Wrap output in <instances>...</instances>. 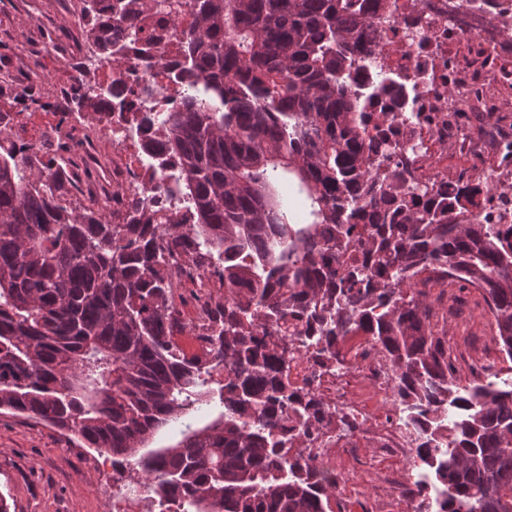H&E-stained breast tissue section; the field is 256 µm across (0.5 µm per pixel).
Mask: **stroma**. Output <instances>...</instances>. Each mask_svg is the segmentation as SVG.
Listing matches in <instances>:
<instances>
[{
  "label": "stroma",
  "mask_w": 512,
  "mask_h": 512,
  "mask_svg": "<svg viewBox=\"0 0 512 512\" xmlns=\"http://www.w3.org/2000/svg\"><path fill=\"white\" fill-rule=\"evenodd\" d=\"M79 15L80 0H0V74L10 75L14 86L0 91V101L23 112L34 95L67 108V98L53 93L72 83L74 48L85 36ZM431 297V321L448 332L457 384L473 382L483 366L503 377L512 372V361L495 343L496 324L483 294L460 283ZM383 468L368 449L337 461V498L352 502L354 512H407L405 498L379 494ZM139 484L136 476L113 481L103 455L78 447L66 431L0 413V494L10 512H108L113 499Z\"/></svg>",
  "instance_id": "1"
}]
</instances>
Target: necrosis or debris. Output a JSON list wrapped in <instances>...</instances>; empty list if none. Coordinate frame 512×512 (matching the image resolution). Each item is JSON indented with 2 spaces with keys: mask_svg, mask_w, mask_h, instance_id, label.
Instances as JSON below:
<instances>
[{
  "mask_svg": "<svg viewBox=\"0 0 512 512\" xmlns=\"http://www.w3.org/2000/svg\"><path fill=\"white\" fill-rule=\"evenodd\" d=\"M378 14L379 23L370 30L369 38L381 47L386 67L412 86L416 97L417 116L408 128L403 152L413 162L415 183L447 186V147L451 144L463 147L462 157L472 164L474 175L492 169L500 181L512 180V153L502 146L490 159L468 152L474 132L456 118L461 110L498 111V90L505 86V79H497L494 88L474 95L467 64L448 53L449 45L467 41L474 45L475 61H511L512 44L501 39L500 31L512 27V11L498 16L491 25L480 0H380ZM417 15L422 24L415 27L411 20ZM142 27L122 72L112 73L106 59L98 61L99 70L111 74L115 87L122 89L132 119H120L105 101L96 115L97 137L65 125L53 112L47 113L45 124L57 139L77 146L63 174L70 186L84 187L103 204L119 205L143 192L160 219L182 220L188 209L176 190L177 168L144 149L145 133L134 119L139 112L158 115L171 111L180 101L171 18L152 12L143 16ZM99 137L111 140L115 154L121 157L119 167L113 168L111 180L105 183L98 179L103 160L95 143ZM349 359L342 370L329 373L321 372L306 355L288 364L293 386L317 387L331 407L344 410L350 421L348 429L329 432L312 442L315 464L335 470L337 449L354 454L365 445L380 457L413 454L415 442L401 422L400 408L394 406L383 413L370 399L374 393L389 394L393 385L394 374L379 346L369 337H358L351 344Z\"/></svg>",
  "mask_w": 512,
  "mask_h": 512,
  "instance_id": "1",
  "label": "necrosis or debris"
}]
</instances>
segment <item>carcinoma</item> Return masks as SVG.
<instances>
[{
  "label": "carcinoma",
  "instance_id": "carcinoma-1",
  "mask_svg": "<svg viewBox=\"0 0 512 512\" xmlns=\"http://www.w3.org/2000/svg\"><path fill=\"white\" fill-rule=\"evenodd\" d=\"M80 2L118 70L142 13L174 14L182 95L155 146L194 223L161 228L137 195L118 216L73 207L53 160L0 152V411L75 435L173 512H334L339 478L288 451L286 424L310 437L335 413L292 386L288 361L319 327L318 364L339 367L342 344L366 333L390 359L404 425L418 413L448 425L415 448L413 468L442 491L411 481L412 512H512V377L456 384L417 286L450 270L484 285L512 360V223H480L491 181L445 195L413 187L406 163L377 176L404 148L393 123L411 103L361 39L380 0ZM89 73L71 84V112L114 94ZM354 251L376 273L340 262ZM213 256L224 297L199 330L206 356H189L173 340L187 324L171 267L183 257L204 273ZM216 396L224 410L194 426ZM165 427L180 439L151 447Z\"/></svg>",
  "mask_w": 512,
  "mask_h": 512
}]
</instances>
